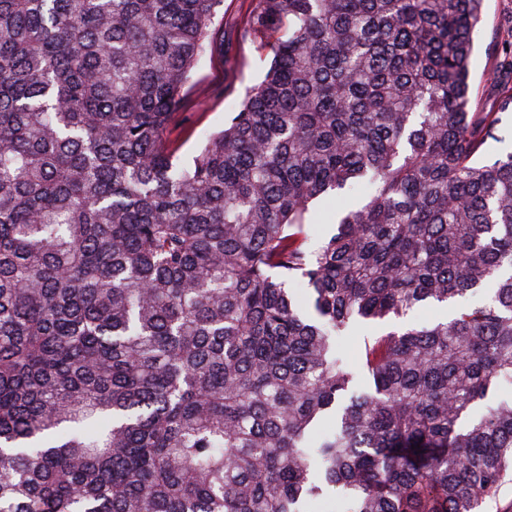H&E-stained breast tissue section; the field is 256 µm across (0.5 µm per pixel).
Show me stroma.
I'll list each match as a JSON object with an SVG mask.
<instances>
[{"label": "stroma", "instance_id": "35a3bbf8", "mask_svg": "<svg viewBox=\"0 0 512 512\" xmlns=\"http://www.w3.org/2000/svg\"><path fill=\"white\" fill-rule=\"evenodd\" d=\"M251 0H224L215 17L216 37L185 88V101L166 133L179 161L188 162L202 144L203 131L221 129L232 102L242 100L270 67L272 56L259 39L243 34ZM471 109L496 112L512 94V0H484L470 65Z\"/></svg>", "mask_w": 512, "mask_h": 512}]
</instances>
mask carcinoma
<instances>
[{"mask_svg": "<svg viewBox=\"0 0 512 512\" xmlns=\"http://www.w3.org/2000/svg\"><path fill=\"white\" fill-rule=\"evenodd\" d=\"M221 2L0 0V512H486L512 153L469 109L484 0H252L271 66L182 164ZM336 195L329 194L320 198L313 208L311 234L313 240L329 236L336 232V213L341 207Z\"/></svg>", "mask_w": 512, "mask_h": 512, "instance_id": "cac0c4a2", "label": "carcinoma"}]
</instances>
